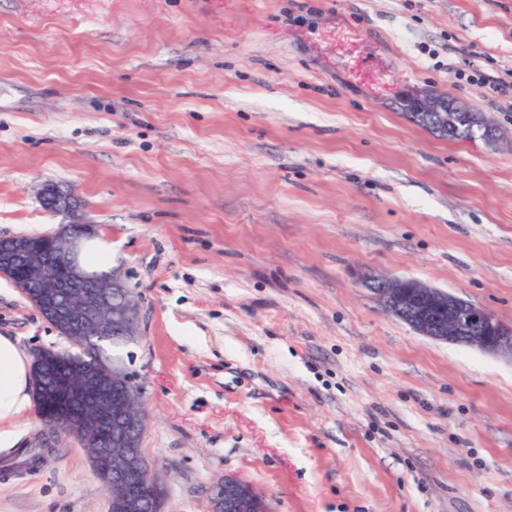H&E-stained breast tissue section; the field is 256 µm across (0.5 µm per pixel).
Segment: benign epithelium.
Instances as JSON below:
<instances>
[{"instance_id": "obj_1", "label": "benign epithelium", "mask_w": 512, "mask_h": 512, "mask_svg": "<svg viewBox=\"0 0 512 512\" xmlns=\"http://www.w3.org/2000/svg\"><path fill=\"white\" fill-rule=\"evenodd\" d=\"M402 108L413 121L443 136L453 130L455 119L462 118L472 135L489 144L498 138L496 125L484 114L441 93H411L402 98ZM40 199L46 210L64 219L50 234L51 258L36 255L28 235L1 238L0 276H6L14 262L24 263L27 282L37 286L32 304L58 324L63 335L76 336L78 345L97 351L99 374L75 385L61 380L58 388L77 397L93 393L89 416L108 428L112 447L119 451V462L99 466L100 478L112 487V512H153L159 508L157 493L164 480L137 447L145 422L141 388L104 348L115 336L131 341L138 335L136 303L117 274L98 275L84 268L83 238L91 225L81 200L53 183L41 187ZM370 288L423 336L512 358V329L484 308L416 280L375 278ZM102 381L132 388L116 401ZM208 502L209 512H269L265 498L233 475L211 485Z\"/></svg>"}]
</instances>
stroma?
I'll return each instance as SVG.
<instances>
[{
  "mask_svg": "<svg viewBox=\"0 0 512 512\" xmlns=\"http://www.w3.org/2000/svg\"><path fill=\"white\" fill-rule=\"evenodd\" d=\"M478 71L485 82L459 81ZM512 0H0V238L71 190L139 309L125 367L164 512L224 475L269 512H512V359L419 335L415 279L512 327ZM469 102L496 144L412 124ZM0 334L72 341L0 277ZM0 512H110L89 453ZM402 108L410 118L429 128L434 133L447 136L454 128V120L463 118L474 136L488 144L497 138V127L484 114L471 106L437 92H415L402 98ZM458 132H452L448 139L460 141L475 140L470 136L464 121L458 122Z\"/></svg>",
  "mask_w": 512,
  "mask_h": 512,
  "instance_id": "obj_1",
  "label": "stroma"
}]
</instances>
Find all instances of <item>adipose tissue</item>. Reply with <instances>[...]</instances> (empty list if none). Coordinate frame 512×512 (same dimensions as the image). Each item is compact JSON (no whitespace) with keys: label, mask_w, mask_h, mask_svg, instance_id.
Listing matches in <instances>:
<instances>
[{"label":"adipose tissue","mask_w":512,"mask_h":512,"mask_svg":"<svg viewBox=\"0 0 512 512\" xmlns=\"http://www.w3.org/2000/svg\"><path fill=\"white\" fill-rule=\"evenodd\" d=\"M33 408L31 360L17 340L0 335V447H11L16 427Z\"/></svg>","instance_id":"1"}]
</instances>
